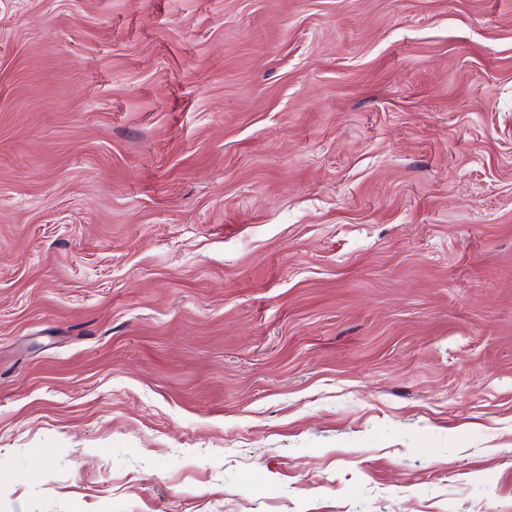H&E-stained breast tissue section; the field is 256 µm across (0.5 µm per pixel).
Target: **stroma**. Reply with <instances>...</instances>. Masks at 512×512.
Returning a JSON list of instances; mask_svg holds the SVG:
<instances>
[{
	"instance_id": "1",
	"label": "stroma",
	"mask_w": 512,
	"mask_h": 512,
	"mask_svg": "<svg viewBox=\"0 0 512 512\" xmlns=\"http://www.w3.org/2000/svg\"><path fill=\"white\" fill-rule=\"evenodd\" d=\"M0 512H512V0H0Z\"/></svg>"
}]
</instances>
